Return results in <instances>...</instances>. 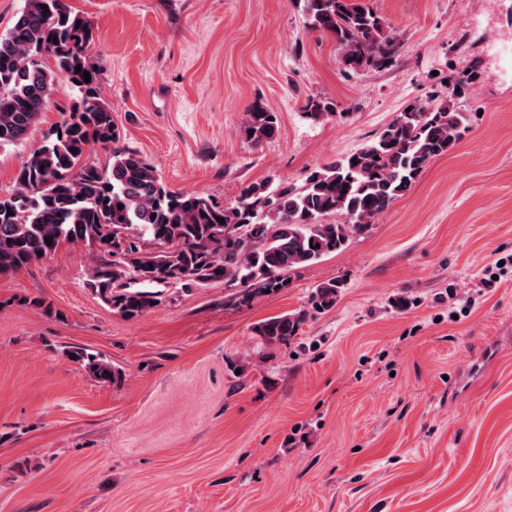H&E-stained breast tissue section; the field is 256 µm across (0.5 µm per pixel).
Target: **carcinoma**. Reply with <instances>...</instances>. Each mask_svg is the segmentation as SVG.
Returning a JSON list of instances; mask_svg holds the SVG:
<instances>
[{
  "mask_svg": "<svg viewBox=\"0 0 512 512\" xmlns=\"http://www.w3.org/2000/svg\"><path fill=\"white\" fill-rule=\"evenodd\" d=\"M297 2L309 29L334 39L347 68L381 69L391 62L397 38L376 11L357 0ZM46 58L53 65L43 64ZM59 81L76 92L70 111L53 136L22 160L11 194L0 197V274L62 244L86 243L102 255L87 287L127 317L157 306L155 287L162 282L189 289L222 281L235 288L227 304L245 306L285 287L291 271L343 249L455 145L466 113L454 98L469 83L448 80V98L408 106L362 147L310 169L300 186L251 183L234 204L222 206L201 193L169 188L137 150L121 144L100 95L93 28L66 0H25L0 34V147L27 139ZM304 115L319 123L335 116L336 107L312 99ZM277 131V115L262 106L247 113L242 125L255 146ZM93 145L109 152L108 165L88 160ZM328 216L338 221L328 224ZM337 296L336 283L322 284L312 308L328 311ZM308 317L304 310L270 317L253 333L266 347L283 344ZM66 353L102 382L124 377L85 348Z\"/></svg>",
  "mask_w": 512,
  "mask_h": 512,
  "instance_id": "obj_1",
  "label": "carcinoma"
}]
</instances>
